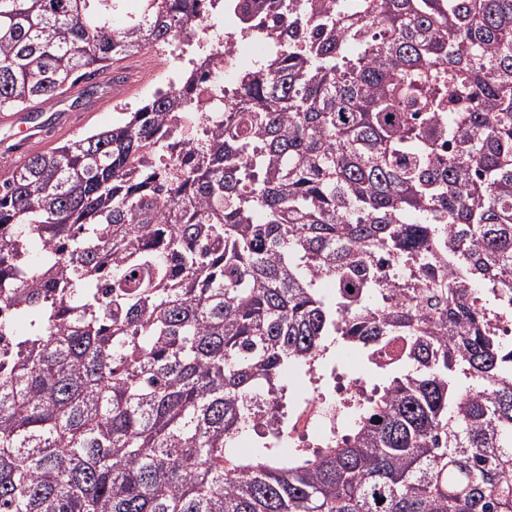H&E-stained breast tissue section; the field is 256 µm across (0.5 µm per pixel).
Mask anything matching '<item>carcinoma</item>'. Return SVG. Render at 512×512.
Masks as SVG:
<instances>
[{"instance_id":"obj_1","label":"carcinoma","mask_w":512,"mask_h":512,"mask_svg":"<svg viewBox=\"0 0 512 512\" xmlns=\"http://www.w3.org/2000/svg\"><path fill=\"white\" fill-rule=\"evenodd\" d=\"M125 2L0 0V112L197 47L0 179V512H512V0ZM226 10L279 52L206 134ZM337 344L388 383L285 455Z\"/></svg>"}]
</instances>
